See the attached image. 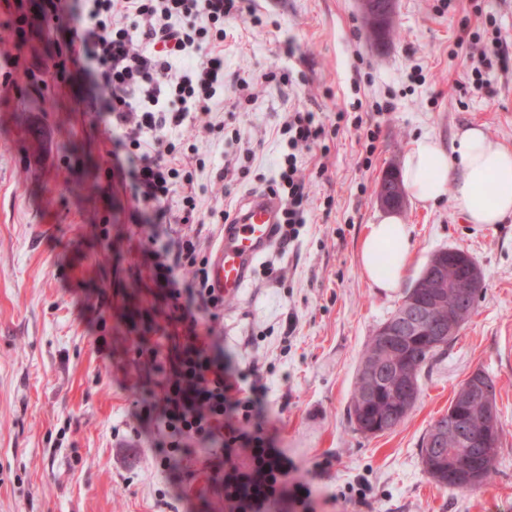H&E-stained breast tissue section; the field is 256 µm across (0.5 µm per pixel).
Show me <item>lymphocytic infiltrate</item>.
I'll return each mask as SVG.
<instances>
[{"label":"lymphocytic infiltrate","mask_w":512,"mask_h":512,"mask_svg":"<svg viewBox=\"0 0 512 512\" xmlns=\"http://www.w3.org/2000/svg\"><path fill=\"white\" fill-rule=\"evenodd\" d=\"M245 17L259 24L256 0H39L33 13L17 0L5 28L20 79L31 73L22 49L36 25L65 30L51 52L54 75L65 81L70 67L87 74L91 108L109 144L107 165L129 176L132 199L153 214L135 233L170 311L161 317L149 310L134 339L136 361L155 388L138 397L133 416L155 465L174 469L203 448L227 512H268L289 484L292 504L314 512L312 486L291 483L292 467L268 431L263 365L240 366L225 356L224 339L215 333L224 291L211 281L197 230L195 173L206 162L186 153L177 138L190 120L242 142L239 128L209 116L224 94V24ZM338 130V122L298 110L275 126L282 152L266 192L281 204V248L297 245L307 223L309 192L298 155ZM176 193L182 207L172 218L165 203Z\"/></svg>","instance_id":"lymphocytic-infiltrate-1"}]
</instances>
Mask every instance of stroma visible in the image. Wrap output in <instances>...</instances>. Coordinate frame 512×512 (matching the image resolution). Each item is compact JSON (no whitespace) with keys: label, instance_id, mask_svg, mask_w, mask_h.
I'll return each mask as SVG.
<instances>
[{"label":"stroma","instance_id":"1","mask_svg":"<svg viewBox=\"0 0 512 512\" xmlns=\"http://www.w3.org/2000/svg\"><path fill=\"white\" fill-rule=\"evenodd\" d=\"M259 5L261 25L226 26L224 108L213 119L234 113L261 146L225 208L264 192L280 151L273 128L288 110L344 109L363 125H343L330 140L326 176L316 175L309 152L299 155L310 181L302 244L258 258L241 294L224 304V346L240 364L267 366L276 445L299 477L315 473V512H512V217L477 227L449 197L399 211L412 234L404 288L434 252L454 247L475 259L485 288L458 338L423 372L403 425L366 437L347 418L366 341L403 296L375 288L359 265L361 239L384 213L380 179L423 135L447 148L460 129L481 125L512 149V65L485 71L487 87L476 90L468 51L456 45L466 27L486 50L499 41L512 48V0L447 8L395 0V34L383 48L367 38L357 0ZM50 36L39 30L25 48L34 88L0 101V512H224L205 455L165 472L134 434L132 404L146 372L129 351L162 297L149 291L134 204L110 175L109 145L85 110V79L74 75L67 87L54 79ZM270 70L287 71L288 83H265L236 107L234 78ZM376 124L372 144L366 133ZM269 264L282 282L266 277ZM100 336L111 354L99 351ZM115 362L125 364L128 384L109 376ZM477 370L496 385V470L480 487L445 489L425 472L420 443ZM361 480L365 503L332 501Z\"/></svg>","mask_w":512,"mask_h":512}]
</instances>
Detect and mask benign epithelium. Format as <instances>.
Wrapping results in <instances>:
<instances>
[{
	"label": "benign epithelium",
	"mask_w": 512,
	"mask_h": 512,
	"mask_svg": "<svg viewBox=\"0 0 512 512\" xmlns=\"http://www.w3.org/2000/svg\"><path fill=\"white\" fill-rule=\"evenodd\" d=\"M381 207L399 210L405 204V194L400 186L378 196ZM459 268L457 277L446 276L448 266ZM481 271L470 265L465 251L457 248L434 253L411 287L402 311L395 319L382 325V347L359 372V388L363 400L376 398L381 387H391L400 397L399 410L408 408L410 395L415 388L413 372L399 358L405 340L410 336L424 335L436 344L457 336L467 316L473 312L481 296ZM481 400L485 415L472 417L466 410L472 399ZM496 400L494 388L484 378L473 373L456 390L453 407L448 412V423L433 430L427 447L444 448L448 436H453L465 452H458L453 466L448 469V482L472 485L477 481V467L487 450L496 446L497 428L493 414ZM391 417L386 416L375 425L366 424L363 416H354L357 431L371 436L386 429Z\"/></svg>",
	"instance_id": "1"
}]
</instances>
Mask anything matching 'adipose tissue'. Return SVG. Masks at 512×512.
<instances>
[{
  "mask_svg": "<svg viewBox=\"0 0 512 512\" xmlns=\"http://www.w3.org/2000/svg\"><path fill=\"white\" fill-rule=\"evenodd\" d=\"M404 192L413 200L436 204L452 196L455 208L470 224H500L512 216V149L479 126L460 130L451 148L425 135L407 152L398 173ZM493 184L491 197L478 193ZM411 230L395 215L369 225L359 259L364 276L385 291L400 288L411 257Z\"/></svg>",
  "mask_w": 512,
  "mask_h": 512,
  "instance_id": "ef3b65f1",
  "label": "adipose tissue"
}]
</instances>
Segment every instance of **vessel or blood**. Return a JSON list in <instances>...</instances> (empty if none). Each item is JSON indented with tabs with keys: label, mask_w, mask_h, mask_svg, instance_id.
<instances>
[{
	"label": "vessel or blood",
	"mask_w": 512,
	"mask_h": 512,
	"mask_svg": "<svg viewBox=\"0 0 512 512\" xmlns=\"http://www.w3.org/2000/svg\"><path fill=\"white\" fill-rule=\"evenodd\" d=\"M280 205L277 200L252 196L236 223L223 227L222 242L210 265L212 281L225 298L239 295L250 277L253 263L274 243Z\"/></svg>",
	"instance_id": "1"
}]
</instances>
